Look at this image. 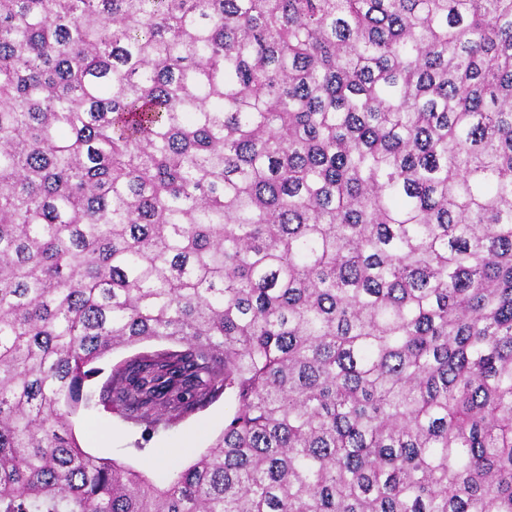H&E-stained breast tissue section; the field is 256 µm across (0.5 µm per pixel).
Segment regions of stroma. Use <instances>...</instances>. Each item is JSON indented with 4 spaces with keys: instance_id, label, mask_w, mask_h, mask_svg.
<instances>
[{
    "instance_id": "35a3bbf8",
    "label": "stroma",
    "mask_w": 512,
    "mask_h": 512,
    "mask_svg": "<svg viewBox=\"0 0 512 512\" xmlns=\"http://www.w3.org/2000/svg\"><path fill=\"white\" fill-rule=\"evenodd\" d=\"M234 408L233 399L220 397L178 424L159 430L146 443L141 440L139 427L101 408L78 414L74 433L87 453L119 459L159 480L168 470L207 448L223 432L224 422Z\"/></svg>"
}]
</instances>
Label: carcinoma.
I'll use <instances>...</instances> for the list:
<instances>
[{
	"label": "carcinoma",
	"mask_w": 512,
	"mask_h": 512,
	"mask_svg": "<svg viewBox=\"0 0 512 512\" xmlns=\"http://www.w3.org/2000/svg\"><path fill=\"white\" fill-rule=\"evenodd\" d=\"M0 512H512V0H0ZM142 350L143 349H141V347L120 348L105 357L103 360L96 363L95 366L101 369V373H99V375L94 377L91 381L92 387L99 391L101 385H103L109 377L113 365L130 358ZM234 408V400L223 395L178 424L160 429L145 443L139 427L100 406L73 419L74 433L87 453L119 459L160 480L168 470L186 464L195 453L207 448L223 432L225 419ZM138 442L144 445V451L136 449Z\"/></svg>",
	"instance_id": "1"
}]
</instances>
